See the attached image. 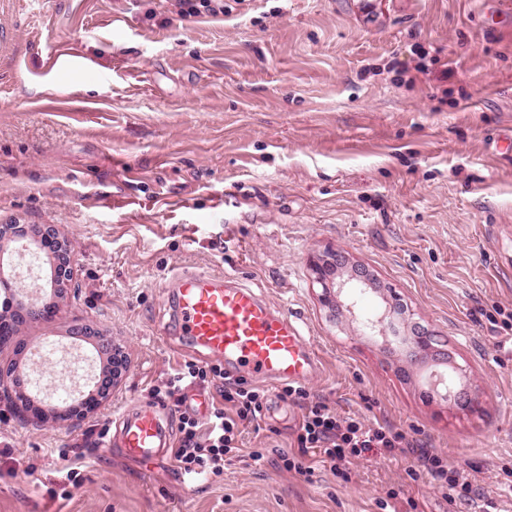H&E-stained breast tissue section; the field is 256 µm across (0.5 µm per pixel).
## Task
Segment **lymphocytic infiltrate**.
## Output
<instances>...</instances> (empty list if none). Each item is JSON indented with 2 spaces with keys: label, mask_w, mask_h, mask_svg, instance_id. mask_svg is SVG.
<instances>
[{
  "label": "lymphocytic infiltrate",
  "mask_w": 512,
  "mask_h": 512,
  "mask_svg": "<svg viewBox=\"0 0 512 512\" xmlns=\"http://www.w3.org/2000/svg\"><path fill=\"white\" fill-rule=\"evenodd\" d=\"M215 382L221 401L213 405L206 422L182 414L180 437L172 454L187 475L221 476L224 459L238 452L243 428L260 427L266 402L264 389L226 376L222 364L198 365L187 362L175 369L163 387L155 388L158 402L181 405L184 386ZM294 451L281 454L282 467L301 474L310 473L308 458L329 462L337 477L347 478L351 458L380 454L392 459L412 456V476L425 477L448 503L471 498L472 485L458 470L449 468L440 454L415 447L404 431L387 426L371 427L357 419L339 418L321 402L306 403L295 431Z\"/></svg>",
  "instance_id": "lymphocytic-infiltrate-1"
}]
</instances>
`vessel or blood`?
Returning <instances> with one entry per match:
<instances>
[{"instance_id":"obj_1","label":"vessel or blood","mask_w":512,"mask_h":512,"mask_svg":"<svg viewBox=\"0 0 512 512\" xmlns=\"http://www.w3.org/2000/svg\"><path fill=\"white\" fill-rule=\"evenodd\" d=\"M171 283L176 327L197 353L273 387L319 372L315 343L301 334L296 317L272 307L235 275L187 270ZM111 444L129 459L163 457L172 445L168 412L150 402L125 409Z\"/></svg>"}]
</instances>
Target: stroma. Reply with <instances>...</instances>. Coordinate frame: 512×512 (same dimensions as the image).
<instances>
[{"instance_id":"obj_1","label":"stroma","mask_w":512,"mask_h":512,"mask_svg":"<svg viewBox=\"0 0 512 512\" xmlns=\"http://www.w3.org/2000/svg\"><path fill=\"white\" fill-rule=\"evenodd\" d=\"M182 18L177 0H0V225H56L76 249L63 311L20 325L0 361L28 372L33 339L128 357L110 398L79 424L0 410V512H512V8L505 0H224ZM371 284L348 314L324 304L312 265ZM182 270L228 272L299 320L316 343L310 400L405 430L468 474L448 504L410 459L359 457L284 470L302 409L267 390L261 430L218 478L190 477L84 432L147 402L200 356L165 295ZM394 306L449 350L481 397L428 396L448 369L410 361L361 314ZM261 460H252L253 451Z\"/></svg>"}]
</instances>
